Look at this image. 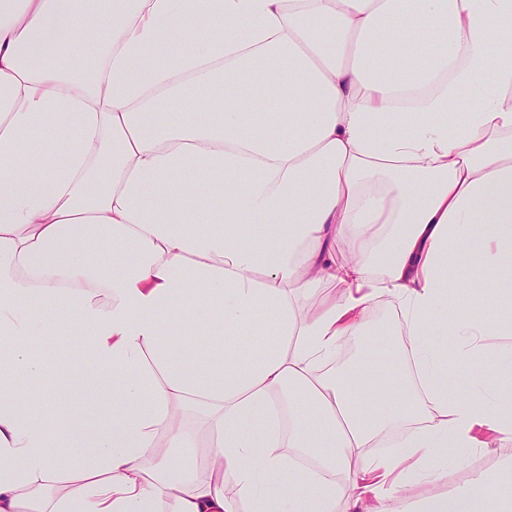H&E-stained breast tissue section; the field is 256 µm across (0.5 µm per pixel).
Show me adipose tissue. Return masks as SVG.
<instances>
[{
    "mask_svg": "<svg viewBox=\"0 0 512 512\" xmlns=\"http://www.w3.org/2000/svg\"><path fill=\"white\" fill-rule=\"evenodd\" d=\"M491 336L512 0H0V512H512ZM79 338L80 333L76 332L75 335L70 337L67 347L53 352L56 357L68 359L71 362L72 369L76 372H79L89 362V359L85 358L80 350ZM484 456H469L465 464L448 471L446 483L440 487L452 493L462 487L474 470L490 468L496 470L497 486L512 487V439L497 441Z\"/></svg>",
    "mask_w": 512,
    "mask_h": 512,
    "instance_id": "ef3b65f1",
    "label": "adipose tissue"
}]
</instances>
